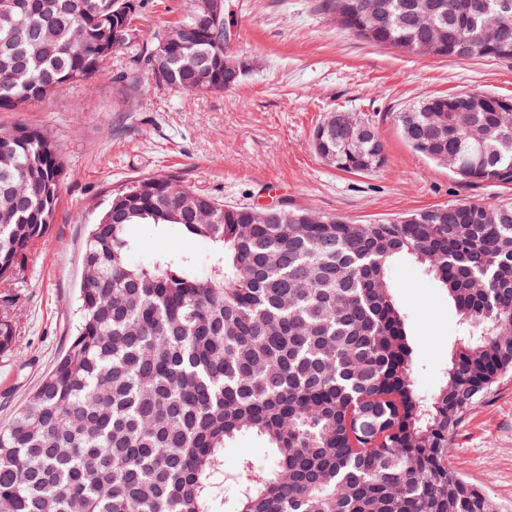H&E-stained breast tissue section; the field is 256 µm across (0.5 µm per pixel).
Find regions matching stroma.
Segmentation results:
<instances>
[{"label":"stroma","instance_id":"stroma-1","mask_svg":"<svg viewBox=\"0 0 512 512\" xmlns=\"http://www.w3.org/2000/svg\"><path fill=\"white\" fill-rule=\"evenodd\" d=\"M231 51L249 71L236 86L207 93L178 90L151 74L147 94L128 105L113 75L128 62L116 51L91 78L17 111L0 112V129L46 131L60 150V201L45 236L0 282V316L16 329L0 353V429L11 424L65 352L77 321L82 255L90 224L108 195L138 176L179 175L191 189L224 204L309 207L362 224L459 201L512 202V185L465 184L415 153L402 138L398 112L430 95L476 92L512 97V63L409 55L358 38L324 11L321 0H224ZM187 0H144V36L182 19ZM371 122L385 162L362 174L326 165L312 146L332 112ZM136 261L156 253L197 252L178 233L131 226ZM393 294L426 390L440 381L460 320L444 288L412 258L389 271ZM270 466L265 443L244 433L224 450V494L214 512H233L243 459ZM450 459L485 489L499 512H512V374L469 412L450 444Z\"/></svg>","mask_w":512,"mask_h":512}]
</instances>
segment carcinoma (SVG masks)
Listing matches in <instances>:
<instances>
[{"label":"carcinoma","mask_w":512,"mask_h":512,"mask_svg":"<svg viewBox=\"0 0 512 512\" xmlns=\"http://www.w3.org/2000/svg\"><path fill=\"white\" fill-rule=\"evenodd\" d=\"M0 0V110L94 74L125 22L113 0ZM354 35L404 53L512 61V0H323ZM231 29L169 52L161 82L192 91ZM165 32L129 25L141 95ZM408 145L468 183L512 184V98L430 96L397 115ZM317 127L316 154L343 172L384 161L372 125ZM62 161L43 130H0V280L45 235ZM135 224L194 239L197 255L132 259ZM423 265L463 334L430 392L417 384L389 268ZM80 321L41 387L0 430V500L11 512H212L224 448L241 433L272 466L241 465L234 512H497L457 472L449 443L472 406L512 373V204L452 203L381 224L287 208L263 224L157 173L126 183L91 224ZM0 319V352L14 345Z\"/></svg>","instance_id":"obj_1"}]
</instances>
